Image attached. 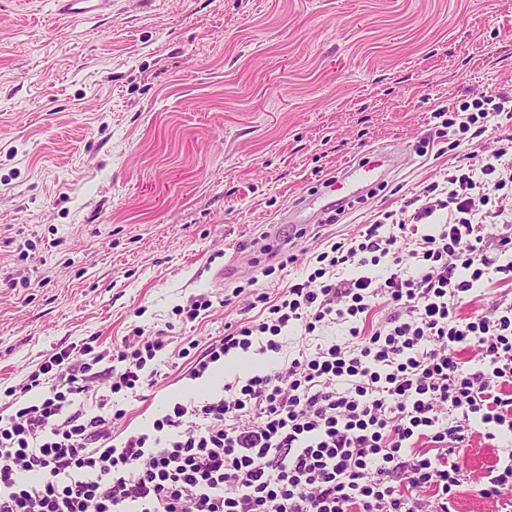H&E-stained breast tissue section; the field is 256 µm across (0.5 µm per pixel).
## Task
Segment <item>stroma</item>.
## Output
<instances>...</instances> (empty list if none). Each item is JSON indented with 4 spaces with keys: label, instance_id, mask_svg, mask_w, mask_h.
<instances>
[{
    "label": "stroma",
    "instance_id": "stroma-1",
    "mask_svg": "<svg viewBox=\"0 0 512 512\" xmlns=\"http://www.w3.org/2000/svg\"><path fill=\"white\" fill-rule=\"evenodd\" d=\"M485 96L512 99V0H112L77 20L0 0V396L27 401L47 354L136 327L164 331L171 353L153 388L117 399V431L220 391L185 378V340L248 318L249 281L275 294L327 241L505 146V114L454 150L435 135L434 109ZM400 148L335 221L283 223ZM271 231L287 245L267 256ZM203 292L214 307L179 321Z\"/></svg>",
    "mask_w": 512,
    "mask_h": 512
}]
</instances>
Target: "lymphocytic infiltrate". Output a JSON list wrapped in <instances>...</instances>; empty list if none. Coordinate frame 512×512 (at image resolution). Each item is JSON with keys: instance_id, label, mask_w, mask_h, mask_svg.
Here are the masks:
<instances>
[{"instance_id": "1", "label": "lymphocytic infiltrate", "mask_w": 512, "mask_h": 512, "mask_svg": "<svg viewBox=\"0 0 512 512\" xmlns=\"http://www.w3.org/2000/svg\"><path fill=\"white\" fill-rule=\"evenodd\" d=\"M502 110L489 96L435 116L459 145ZM507 154L327 243L309 272L256 294L258 318L203 346L188 340L178 356L196 381L253 345L279 352L291 331L336 324L346 342L298 350L220 394L170 400L151 428L117 435L126 411L112 398L156 384L163 332L45 357L28 383L41 396L0 414V512H454L466 484L493 512H512V303L459 311L483 282H512L501 260L512 235L498 229L512 223ZM429 219L435 230L409 242L408 225ZM101 363L108 392L88 410L79 399ZM477 423L503 457L473 477L460 458Z\"/></svg>"}]
</instances>
